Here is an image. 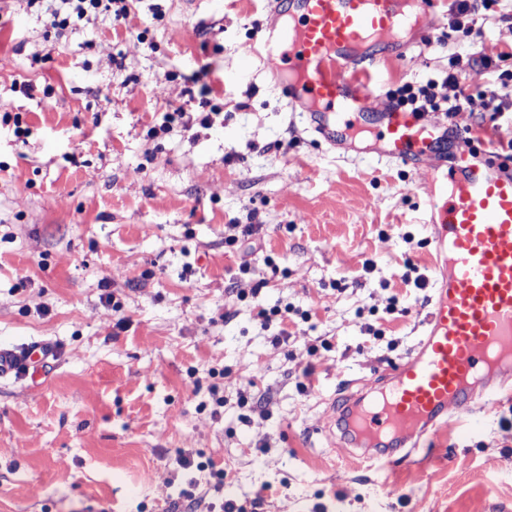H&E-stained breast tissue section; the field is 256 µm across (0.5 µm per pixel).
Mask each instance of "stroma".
<instances>
[{
    "label": "stroma",
    "mask_w": 512,
    "mask_h": 512,
    "mask_svg": "<svg viewBox=\"0 0 512 512\" xmlns=\"http://www.w3.org/2000/svg\"><path fill=\"white\" fill-rule=\"evenodd\" d=\"M267 18L263 0H138L60 37L27 0H0V347H59L45 377L0 379V512L215 500L188 456L223 469L241 512H512V399L386 468L330 420L421 340L429 230L418 173L329 150L262 72H242ZM455 56L470 66L456 85ZM505 71L506 4L473 39L443 22L413 40L371 106L433 80L475 101L423 114L447 125L449 152L480 126L505 143ZM178 108L188 124L165 125ZM249 222L259 237L230 242ZM285 306L277 344L255 314Z\"/></svg>",
    "instance_id": "stroma-1"
}]
</instances>
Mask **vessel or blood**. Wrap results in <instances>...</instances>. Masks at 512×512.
<instances>
[{
  "label": "vessel or blood",
  "instance_id": "b4317fda",
  "mask_svg": "<svg viewBox=\"0 0 512 512\" xmlns=\"http://www.w3.org/2000/svg\"><path fill=\"white\" fill-rule=\"evenodd\" d=\"M435 0H272L245 69L262 65L291 111L327 145L422 173L424 222L435 273L416 350L348 416L351 445L403 450L476 400L496 399L495 371L512 365V170L448 156V132L368 100L386 73L379 53L402 57L407 34L437 22ZM52 354L37 343L0 349V377L43 376Z\"/></svg>",
  "mask_w": 512,
  "mask_h": 512
}]
</instances>
